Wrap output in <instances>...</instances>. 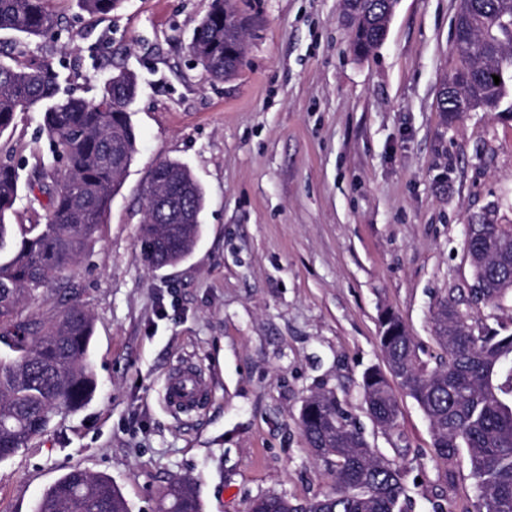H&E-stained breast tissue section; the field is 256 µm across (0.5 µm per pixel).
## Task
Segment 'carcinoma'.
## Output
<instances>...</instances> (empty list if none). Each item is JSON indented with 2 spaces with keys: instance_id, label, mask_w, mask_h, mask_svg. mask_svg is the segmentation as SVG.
Masks as SVG:
<instances>
[{
  "instance_id": "obj_1",
  "label": "carcinoma",
  "mask_w": 512,
  "mask_h": 512,
  "mask_svg": "<svg viewBox=\"0 0 512 512\" xmlns=\"http://www.w3.org/2000/svg\"><path fill=\"white\" fill-rule=\"evenodd\" d=\"M52 0H0V32L35 38L58 35ZM392 0H361L363 25L351 33L354 55L382 44L378 38ZM91 16L106 15L119 0H77ZM512 12V0H459L454 51L459 66L440 90L438 109L453 119L472 103L477 110H512V30L491 28L490 18ZM236 0H213L194 30L191 51L214 80L232 77L243 65L241 31L233 22ZM500 77L494 83L493 76ZM137 76L121 71L91 99L61 90L50 63L0 61V137L22 112L41 113L52 161L38 160L34 174L49 197L46 222L13 224L10 214L24 188L20 165L0 153V462L45 433L61 409H78L93 397L97 382L90 364L94 333L90 314L74 303L49 316L25 315L23 306L52 287L92 250L112 199L138 154V134L128 111ZM205 193L178 161L151 172L141 251L152 269L176 264L195 248L201 225L192 213L205 208ZM466 254L473 270L475 301L497 306L512 296V228L489 210L469 222ZM448 359L431 368L393 314L381 318L379 345L389 372L418 404L433 431L434 449L446 475L467 451L478 492L477 512H512V334L476 330L451 300L432 318ZM366 409L373 419L398 416L393 390L378 369L363 375ZM300 422L317 458L334 465L336 488L305 504L304 512H403L401 472L379 458L331 392L309 397ZM158 512H201L194 489L173 481ZM37 512H131L112 479L71 469L38 501ZM249 512H299L288 498L255 499Z\"/></svg>"
}]
</instances>
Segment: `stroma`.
<instances>
[{
	"mask_svg": "<svg viewBox=\"0 0 512 512\" xmlns=\"http://www.w3.org/2000/svg\"><path fill=\"white\" fill-rule=\"evenodd\" d=\"M212 0H124L94 18L53 0L60 39L0 33V60L53 63L62 90L95 96L113 71H134L139 153L112 200L90 260L25 313L81 304L94 320L98 387L77 410L0 462V512H34L78 467L112 478L132 512H154L170 482L188 481L202 512H247L260 496L300 504L331 492L299 411L334 392L377 455L398 468L409 512H476L467 455L437 460L428 420L402 389L395 426L370 420L362 375L384 368L380 316L404 323L419 356L443 354L431 315L453 299L468 323L512 332V300L470 295L463 250L470 217L512 224V112L437 110L457 65L458 0H397L385 41L350 48L339 0H238L255 25L238 74L211 83L189 43ZM33 176L50 158L39 115L0 136ZM188 166L206 195L202 234L182 262L145 263L138 235L154 166ZM210 381L193 417L163 401L177 362Z\"/></svg>",
	"mask_w": 512,
	"mask_h": 512,
	"instance_id": "stroma-1",
	"label": "stroma"
}]
</instances>
